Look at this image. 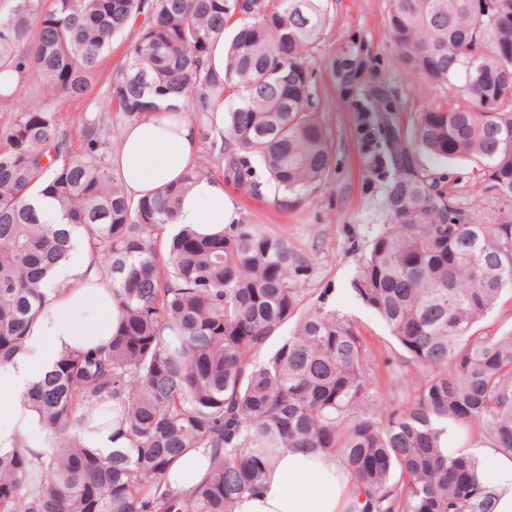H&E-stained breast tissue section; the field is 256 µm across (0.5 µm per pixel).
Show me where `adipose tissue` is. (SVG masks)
<instances>
[{"instance_id":"ef3b65f1","label":"adipose tissue","mask_w":512,"mask_h":512,"mask_svg":"<svg viewBox=\"0 0 512 512\" xmlns=\"http://www.w3.org/2000/svg\"><path fill=\"white\" fill-rule=\"evenodd\" d=\"M199 131L189 116L170 122L148 117L128 123L112 154V164L126 192L135 199L156 193L179 179L196 159ZM234 203L216 178L197 181L184 194L172 224L215 236L237 220ZM53 299L31 325L23 350L0 366V446L22 442L34 450L49 447L52 436L38 413L16 396L51 372L60 356L104 344L116 332L119 299L112 282L101 279L81 251L56 267L48 277ZM90 427L83 435L87 447L109 455L125 446L122 427L107 404H87ZM475 458L494 462L495 512H512V459L498 455L491 444L470 448ZM352 481L333 456L288 450L269 464L261 489L240 498L234 512H345Z\"/></svg>"}]
</instances>
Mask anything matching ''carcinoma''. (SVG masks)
<instances>
[{
  "label": "carcinoma",
  "instance_id": "obj_1",
  "mask_svg": "<svg viewBox=\"0 0 512 512\" xmlns=\"http://www.w3.org/2000/svg\"><path fill=\"white\" fill-rule=\"evenodd\" d=\"M333 0H13L0 12V366L23 348L49 304L47 273L69 232L39 222L31 199L56 201L83 227L91 260L120 288L111 339L68 352L23 394L55 442L40 453L0 449V512H232L271 458L304 449L340 459L353 479L347 512H494L495 491L448 426L512 458V332L480 323L512 292V211L473 224L426 154L473 163L477 183L512 201V0H389L386 25L407 70L456 96L411 117L377 83L351 102L352 136L381 182L384 223L361 254L356 296L386 324L399 353L385 365L415 377L379 394L375 355L348 318L302 284L313 260L265 224L219 237L165 234L205 161L152 197L128 196L106 161L113 119L194 114L222 159L223 179L252 194L263 171L286 208L330 173L315 56ZM138 24L113 72L108 111L74 120L52 97L86 100L112 38ZM224 44V72L212 64ZM34 96L13 111L11 74ZM232 96L224 129L206 109ZM290 325L267 363L257 351ZM120 404L128 447L101 457L82 442L83 408ZM191 448L208 477L166 481Z\"/></svg>",
  "mask_w": 512,
  "mask_h": 512
}]
</instances>
